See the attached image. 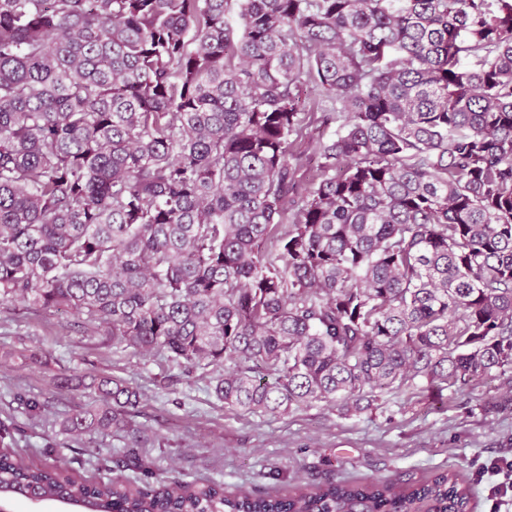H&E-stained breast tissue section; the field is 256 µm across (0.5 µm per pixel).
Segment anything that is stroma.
Returning a JSON list of instances; mask_svg holds the SVG:
<instances>
[{"mask_svg":"<svg viewBox=\"0 0 512 512\" xmlns=\"http://www.w3.org/2000/svg\"><path fill=\"white\" fill-rule=\"evenodd\" d=\"M221 368H185L166 358L113 345L85 319L0 302V421L10 451L28 463L59 459L85 478L97 477L105 449L122 452L126 436L74 440L60 421L87 403L62 377L110 375L141 394L132 421L145 466L225 492L286 493L313 482L417 479L457 472L473 494V512H512V492L495 498L488 467L512 460V413L485 415L474 396L427 383L385 394L357 416L317 403L272 417L224 406L214 392ZM38 398L30 415L23 398Z\"/></svg>","mask_w":512,"mask_h":512,"instance_id":"35a3bbf8","label":"stroma"}]
</instances>
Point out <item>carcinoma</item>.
<instances>
[{"instance_id":"carcinoma-1","label":"carcinoma","mask_w":512,"mask_h":512,"mask_svg":"<svg viewBox=\"0 0 512 512\" xmlns=\"http://www.w3.org/2000/svg\"><path fill=\"white\" fill-rule=\"evenodd\" d=\"M0 0V302L61 307L214 394L361 414L512 373V0ZM338 129L300 201L303 87ZM62 431L129 432L101 376ZM512 410V394L481 404ZM83 512H472L453 472L228 494L0 454Z\"/></svg>"}]
</instances>
